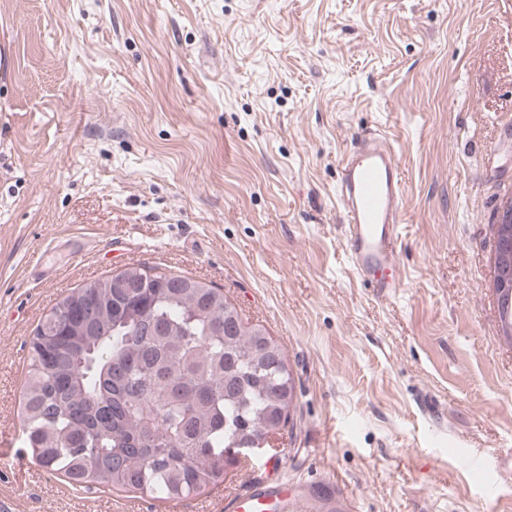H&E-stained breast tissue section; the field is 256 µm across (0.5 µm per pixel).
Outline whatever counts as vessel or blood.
Wrapping results in <instances>:
<instances>
[{"mask_svg":"<svg viewBox=\"0 0 512 512\" xmlns=\"http://www.w3.org/2000/svg\"><path fill=\"white\" fill-rule=\"evenodd\" d=\"M402 184L396 155L383 137L369 138L341 163L338 200L345 217L350 263L362 282L387 296L397 288L394 275ZM354 512L352 501L331 479L320 497L310 487L255 478L224 500V512Z\"/></svg>","mask_w":512,"mask_h":512,"instance_id":"b4317fda","label":"vessel or blood"}]
</instances>
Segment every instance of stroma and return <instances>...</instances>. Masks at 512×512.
I'll list each match as a JSON object with an SVG mask.
<instances>
[{
	"label": "stroma",
	"mask_w": 512,
	"mask_h": 512,
	"mask_svg": "<svg viewBox=\"0 0 512 512\" xmlns=\"http://www.w3.org/2000/svg\"><path fill=\"white\" fill-rule=\"evenodd\" d=\"M379 130L404 185L388 297L336 196ZM509 199L512 0H0V500L224 512L254 477L332 476L358 512H512ZM139 264L222 288L294 384L268 446L181 500L69 484L22 431L42 317ZM502 212L500 220L495 224V285L499 301L507 298L509 294L507 304L510 305L512 299V201L505 204Z\"/></svg>",
	"instance_id": "obj_1"
}]
</instances>
